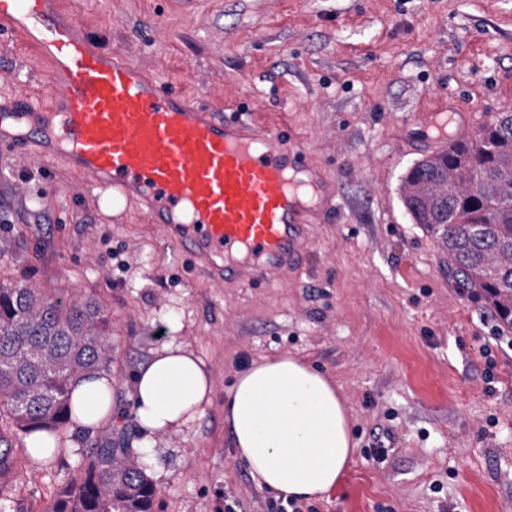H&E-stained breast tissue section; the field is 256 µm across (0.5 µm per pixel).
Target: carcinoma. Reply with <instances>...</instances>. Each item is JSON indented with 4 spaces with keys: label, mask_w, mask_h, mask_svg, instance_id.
Here are the masks:
<instances>
[{
    "label": "carcinoma",
    "mask_w": 512,
    "mask_h": 512,
    "mask_svg": "<svg viewBox=\"0 0 512 512\" xmlns=\"http://www.w3.org/2000/svg\"><path fill=\"white\" fill-rule=\"evenodd\" d=\"M401 194L461 286L512 327V112L415 163ZM111 370L110 316L96 301L65 303L27 283L0 285V476L16 468L6 433L66 429L73 381ZM86 459L79 480L60 488L46 512H152L156 489L144 454L107 440L90 444Z\"/></svg>",
    "instance_id": "1"
}]
</instances>
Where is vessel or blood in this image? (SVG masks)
<instances>
[{"mask_svg": "<svg viewBox=\"0 0 512 512\" xmlns=\"http://www.w3.org/2000/svg\"><path fill=\"white\" fill-rule=\"evenodd\" d=\"M0 31L46 66L0 102V151L33 149L90 178L101 204L136 210L199 258L215 280L242 284L293 269L311 219L337 208L305 152L252 112L224 115L105 48L64 0H0Z\"/></svg>", "mask_w": 512, "mask_h": 512, "instance_id": "vessel-or-blood-1", "label": "vessel or blood"}]
</instances>
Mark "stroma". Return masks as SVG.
Wrapping results in <instances>:
<instances>
[{"mask_svg":"<svg viewBox=\"0 0 512 512\" xmlns=\"http://www.w3.org/2000/svg\"><path fill=\"white\" fill-rule=\"evenodd\" d=\"M67 2L215 111L282 121L341 195L301 267L211 284L143 218L100 208L87 178L0 155V283L95 299L112 320L119 399L170 341L211 372L205 417L160 441L154 512H277L281 498L235 460L224 399L238 372L282 354L335 384L355 443L336 488L301 512H512V329L459 288L400 196L441 104L512 112V0H203L189 16L167 0ZM12 444V512H43L82 451L36 467L23 437Z\"/></svg>","mask_w":512,"mask_h":512,"instance_id":"35a3bbf8","label":"stroma"}]
</instances>
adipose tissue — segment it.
I'll return each mask as SVG.
<instances>
[{
	"mask_svg": "<svg viewBox=\"0 0 512 512\" xmlns=\"http://www.w3.org/2000/svg\"><path fill=\"white\" fill-rule=\"evenodd\" d=\"M134 421L152 469L158 437L191 430L213 403L209 369L186 345L155 349L134 375L129 392ZM76 436L96 434L119 413L112 380L88 374L71 386ZM224 421L235 459L258 487L284 498L312 500L336 486L353 453L350 418L335 385L293 356L252 362L224 400Z\"/></svg>",
	"mask_w": 512,
	"mask_h": 512,
	"instance_id": "adipose-tissue-1",
	"label": "adipose tissue"
}]
</instances>
